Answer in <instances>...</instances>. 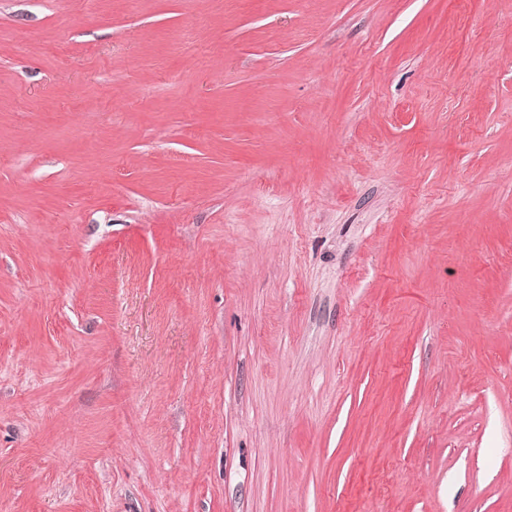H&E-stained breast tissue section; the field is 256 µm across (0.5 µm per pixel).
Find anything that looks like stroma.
Returning <instances> with one entry per match:
<instances>
[{"mask_svg":"<svg viewBox=\"0 0 512 512\" xmlns=\"http://www.w3.org/2000/svg\"><path fill=\"white\" fill-rule=\"evenodd\" d=\"M0 512H512V0H0Z\"/></svg>","mask_w":512,"mask_h":512,"instance_id":"35a3bbf8","label":"stroma"}]
</instances>
